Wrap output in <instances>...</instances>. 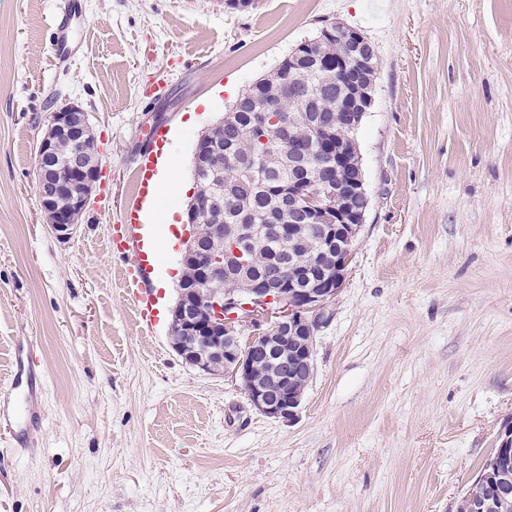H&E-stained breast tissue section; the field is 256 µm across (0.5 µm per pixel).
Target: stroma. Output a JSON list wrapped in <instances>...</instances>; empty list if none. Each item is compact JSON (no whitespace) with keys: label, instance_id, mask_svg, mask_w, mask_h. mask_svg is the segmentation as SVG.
<instances>
[{"label":"stroma","instance_id":"stroma-1","mask_svg":"<svg viewBox=\"0 0 512 512\" xmlns=\"http://www.w3.org/2000/svg\"><path fill=\"white\" fill-rule=\"evenodd\" d=\"M64 2L0 0V407L29 386L15 347L42 383L18 447L0 438V512H457L512 425V0H83L62 31ZM335 21L378 56L369 209L288 422L171 347L185 199L159 200L150 325L108 237L155 123L192 185L203 128ZM66 104L102 182L62 240L36 152Z\"/></svg>","mask_w":512,"mask_h":512}]
</instances>
